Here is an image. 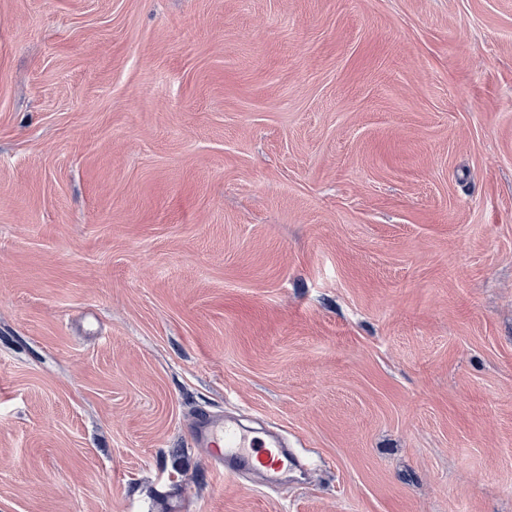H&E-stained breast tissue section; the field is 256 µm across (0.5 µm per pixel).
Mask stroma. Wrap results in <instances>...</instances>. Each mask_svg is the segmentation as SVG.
<instances>
[{
	"label": "stroma",
	"mask_w": 512,
	"mask_h": 512,
	"mask_svg": "<svg viewBox=\"0 0 512 512\" xmlns=\"http://www.w3.org/2000/svg\"><path fill=\"white\" fill-rule=\"evenodd\" d=\"M0 512H512V0H0ZM193 439L198 448L213 453L218 480L250 473L271 482L299 470L297 458L278 436L250 437L228 419L199 416Z\"/></svg>",
	"instance_id": "stroma-1"
}]
</instances>
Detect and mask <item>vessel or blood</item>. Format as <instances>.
I'll return each mask as SVG.
<instances>
[{
	"mask_svg": "<svg viewBox=\"0 0 512 512\" xmlns=\"http://www.w3.org/2000/svg\"><path fill=\"white\" fill-rule=\"evenodd\" d=\"M194 443L213 454L216 479H235L250 473L276 481L296 472L299 462L278 436L253 437L240 431L230 420L198 417Z\"/></svg>",
	"mask_w": 512,
	"mask_h": 512,
	"instance_id": "obj_1",
	"label": "vessel or blood"
}]
</instances>
